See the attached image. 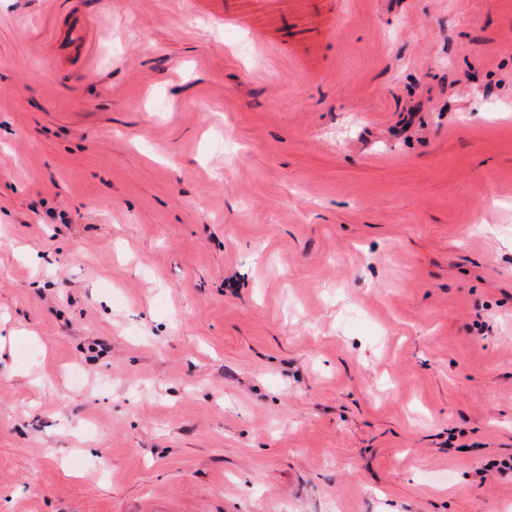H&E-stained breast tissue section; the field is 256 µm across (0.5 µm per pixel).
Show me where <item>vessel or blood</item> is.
I'll return each mask as SVG.
<instances>
[{"label": "vessel or blood", "instance_id": "b4317fda", "mask_svg": "<svg viewBox=\"0 0 512 512\" xmlns=\"http://www.w3.org/2000/svg\"><path fill=\"white\" fill-rule=\"evenodd\" d=\"M192 4L202 10L219 5L218 18L224 24L257 29L291 49L333 37L344 16V0H192ZM92 27L88 17L77 15L62 37L63 45L82 48Z\"/></svg>", "mask_w": 512, "mask_h": 512}]
</instances>
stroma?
I'll use <instances>...</instances> for the list:
<instances>
[{
  "label": "stroma",
  "mask_w": 512,
  "mask_h": 512,
  "mask_svg": "<svg viewBox=\"0 0 512 512\" xmlns=\"http://www.w3.org/2000/svg\"><path fill=\"white\" fill-rule=\"evenodd\" d=\"M509 458L512 0H348L306 68L0 0V512H512ZM93 28L91 20L85 15L79 14L72 18L71 26L62 37L61 44L67 49H81L86 40L87 33Z\"/></svg>",
  "instance_id": "obj_1"
}]
</instances>
